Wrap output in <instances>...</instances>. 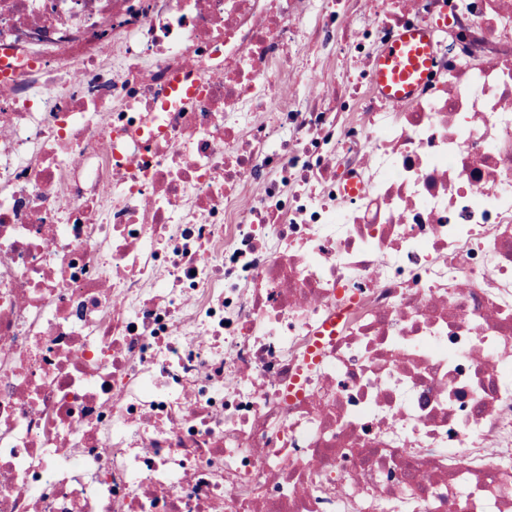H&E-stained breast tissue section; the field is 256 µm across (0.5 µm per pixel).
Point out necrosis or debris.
<instances>
[{"label": "necrosis or debris", "mask_w": 512, "mask_h": 512, "mask_svg": "<svg viewBox=\"0 0 512 512\" xmlns=\"http://www.w3.org/2000/svg\"><path fill=\"white\" fill-rule=\"evenodd\" d=\"M0 512H512V0H0ZM429 44L426 28H408L380 54L374 77L390 99L403 101L410 97L418 82L414 79L422 76V58Z\"/></svg>", "instance_id": "4bbe7bcc"}]
</instances>
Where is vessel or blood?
Wrapping results in <instances>:
<instances>
[{
	"label": "vessel or blood",
	"mask_w": 512,
	"mask_h": 512,
	"mask_svg": "<svg viewBox=\"0 0 512 512\" xmlns=\"http://www.w3.org/2000/svg\"><path fill=\"white\" fill-rule=\"evenodd\" d=\"M429 44L426 28H409L380 54L375 80L390 99L403 101L409 98Z\"/></svg>",
	"instance_id": "obj_1"
}]
</instances>
